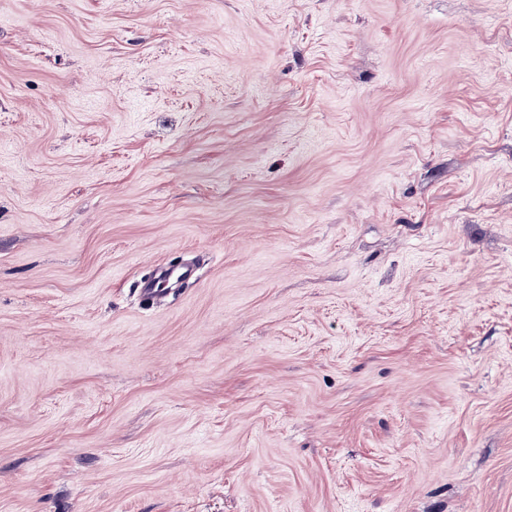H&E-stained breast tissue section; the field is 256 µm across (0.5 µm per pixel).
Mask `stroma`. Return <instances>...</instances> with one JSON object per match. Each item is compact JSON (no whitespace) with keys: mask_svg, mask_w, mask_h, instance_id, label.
Wrapping results in <instances>:
<instances>
[{"mask_svg":"<svg viewBox=\"0 0 512 512\" xmlns=\"http://www.w3.org/2000/svg\"><path fill=\"white\" fill-rule=\"evenodd\" d=\"M0 512H512V0H0ZM191 277V270L187 267L178 268H162L157 272L156 278L147 283L143 288V292L147 295H153L167 290L162 288L163 285L168 284L171 280L184 281Z\"/></svg>","mask_w":512,"mask_h":512,"instance_id":"1","label":"stroma"}]
</instances>
